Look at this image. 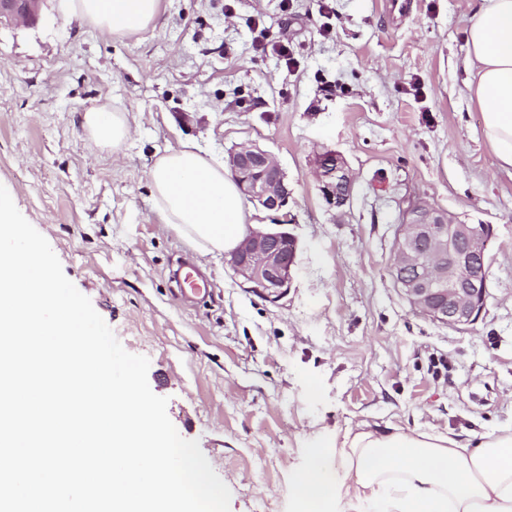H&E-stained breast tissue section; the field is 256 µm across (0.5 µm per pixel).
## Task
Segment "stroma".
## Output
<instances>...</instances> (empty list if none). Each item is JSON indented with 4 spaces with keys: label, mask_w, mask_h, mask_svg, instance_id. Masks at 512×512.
<instances>
[{
    "label": "stroma",
    "mask_w": 512,
    "mask_h": 512,
    "mask_svg": "<svg viewBox=\"0 0 512 512\" xmlns=\"http://www.w3.org/2000/svg\"><path fill=\"white\" fill-rule=\"evenodd\" d=\"M407 3L397 16L391 0H162L154 27L116 39L50 0L36 25L0 28V185L124 349L149 358L151 390L229 487L230 512H298L290 487L317 439L512 428V174L466 88L475 3ZM101 105L132 128L113 155L84 126ZM185 141L220 162L249 143L279 159L287 210L250 211L299 242L278 303L161 223L146 172ZM325 150L354 178L340 211L313 174ZM412 197L494 229L472 325L418 315L395 285ZM184 262L205 299L181 296Z\"/></svg>",
    "instance_id": "35a3bbf8"
}]
</instances>
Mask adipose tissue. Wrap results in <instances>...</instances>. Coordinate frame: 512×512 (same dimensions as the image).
<instances>
[{
  "label": "adipose tissue",
  "instance_id": "adipose-tissue-1",
  "mask_svg": "<svg viewBox=\"0 0 512 512\" xmlns=\"http://www.w3.org/2000/svg\"><path fill=\"white\" fill-rule=\"evenodd\" d=\"M162 0H62L86 26L131 38L149 29ZM469 86L484 116L498 164L512 169V0H479L468 28ZM101 147L130 136L124 113L107 106L84 116ZM163 224L203 254L234 250L247 234L244 200L223 165L189 143L155 160L147 172ZM291 492L302 512L343 501L349 512H512V430L474 436L367 427L350 431L332 453L313 447Z\"/></svg>",
  "mask_w": 512,
  "mask_h": 512
}]
</instances>
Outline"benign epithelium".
Returning a JSON list of instances; mask_svg holds the SVG:
<instances>
[{
  "instance_id": "benign-epithelium-1",
  "label": "benign epithelium",
  "mask_w": 512,
  "mask_h": 512,
  "mask_svg": "<svg viewBox=\"0 0 512 512\" xmlns=\"http://www.w3.org/2000/svg\"><path fill=\"white\" fill-rule=\"evenodd\" d=\"M49 0H0V26L37 21ZM230 171L244 195L262 209L277 212L288 205L292 190L277 157L255 144L229 153ZM314 173L326 203L337 209L351 201L353 177L334 151L319 154ZM490 224H461L448 211L422 199L402 210L393 243L395 284L412 309L452 327L468 326L485 309L488 290ZM229 264L247 291L276 303L288 295L297 265V240L270 229L252 230L230 254Z\"/></svg>"
}]
</instances>
